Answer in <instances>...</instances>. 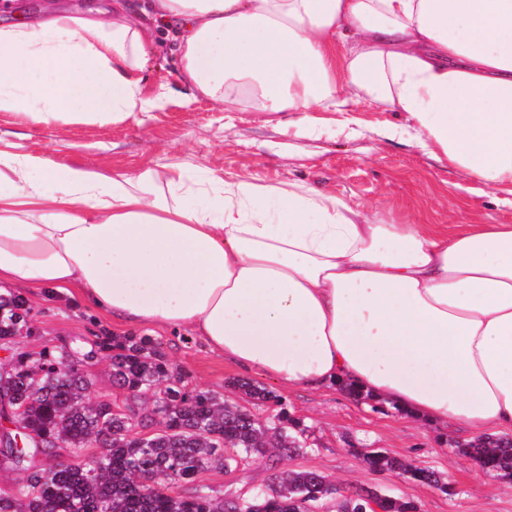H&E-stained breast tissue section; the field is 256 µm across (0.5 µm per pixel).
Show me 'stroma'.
I'll return each mask as SVG.
<instances>
[{"label":"stroma","instance_id":"stroma-1","mask_svg":"<svg viewBox=\"0 0 512 512\" xmlns=\"http://www.w3.org/2000/svg\"><path fill=\"white\" fill-rule=\"evenodd\" d=\"M298 113H279L266 123L253 112H227L205 99L174 96L142 123L32 126L22 116L0 112V139L24 152H42L61 164L82 163L103 172L136 173L146 164L157 170L180 164L203 165L216 173L256 172L274 183L303 182L353 203L383 208L395 224H444L456 219L480 224H512V197L494 188L464 181L459 172L418 148L409 136L388 137L405 115L373 104L350 112L318 110L308 115L317 129L299 127ZM0 294L25 297L33 336L0 345V364L13 354L38 355L43 349L68 345L86 354V370L94 379L91 397L117 408L129 402L126 390L112 384V367L102 357H89L99 337L126 336V328L98 317L77 299L57 294L33 295L0 284ZM161 342L170 363L189 386L214 392L230 402L246 404L234 383L249 380L280 396L310 430V451L269 466L265 459L232 472L210 469L195 483L175 489L191 494L195 485L217 496L246 495L272 483L276 471H313L352 494L376 488L413 500L419 512H512V479L487 472L457 445L469 438L460 426L432 425L410 416L395 404L372 396L351 397L342 387L288 389L259 371L244 372L211 353L187 328L169 332L146 329ZM382 450L411 465L438 471L452 493L375 472L365 454Z\"/></svg>","mask_w":512,"mask_h":512}]
</instances>
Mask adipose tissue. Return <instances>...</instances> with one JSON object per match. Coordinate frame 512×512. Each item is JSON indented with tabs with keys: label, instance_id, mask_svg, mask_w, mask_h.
Wrapping results in <instances>:
<instances>
[{
	"label": "adipose tissue",
	"instance_id": "1",
	"mask_svg": "<svg viewBox=\"0 0 512 512\" xmlns=\"http://www.w3.org/2000/svg\"><path fill=\"white\" fill-rule=\"evenodd\" d=\"M189 99L405 113L425 153L512 196V0H0V112L139 122L158 31ZM129 329L188 327L244 371L344 384L512 435V224H393L313 187L180 165L105 174L0 148V282Z\"/></svg>",
	"mask_w": 512,
	"mask_h": 512
}]
</instances>
